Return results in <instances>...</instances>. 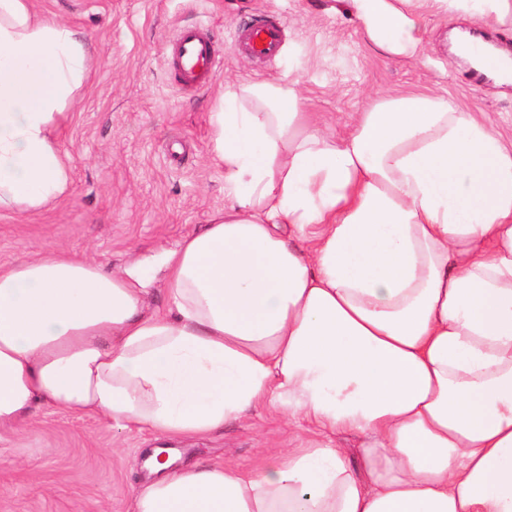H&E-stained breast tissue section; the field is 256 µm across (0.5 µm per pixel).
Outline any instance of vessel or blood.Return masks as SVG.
Returning <instances> with one entry per match:
<instances>
[{
    "mask_svg": "<svg viewBox=\"0 0 512 512\" xmlns=\"http://www.w3.org/2000/svg\"><path fill=\"white\" fill-rule=\"evenodd\" d=\"M283 30L274 21L264 20L238 30L231 50L238 55L273 58L283 46ZM171 66L184 86H203L209 83L218 69L213 40L204 26L192 25L180 29Z\"/></svg>",
    "mask_w": 512,
    "mask_h": 512,
    "instance_id": "vessel-or-blood-1",
    "label": "vessel or blood"
}]
</instances>
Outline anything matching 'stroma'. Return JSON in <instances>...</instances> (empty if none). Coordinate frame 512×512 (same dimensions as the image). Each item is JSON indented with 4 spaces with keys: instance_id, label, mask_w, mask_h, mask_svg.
<instances>
[{
    "instance_id": "obj_1",
    "label": "stroma",
    "mask_w": 512,
    "mask_h": 512,
    "mask_svg": "<svg viewBox=\"0 0 512 512\" xmlns=\"http://www.w3.org/2000/svg\"><path fill=\"white\" fill-rule=\"evenodd\" d=\"M84 38L87 83L70 108L60 142L71 183L55 206L36 214L0 210V264L61 249L112 269L135 254L174 248L203 232L223 210L224 170L211 153L209 114L225 84L298 81L312 124L337 137L382 94L431 93L476 113L512 141V83L469 84L453 44L473 18L432 12L423 58L392 60L371 48L341 0H37ZM280 22L286 46L274 61L236 56L237 29ZM204 24L223 63L200 90L179 85L166 59L177 30ZM311 431L273 411L225 424L204 439L170 447L179 464L229 460L263 465L272 450L295 448ZM156 442L100 416L38 405L17 443L0 446V512H131L147 480Z\"/></svg>"
}]
</instances>
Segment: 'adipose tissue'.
<instances>
[{
    "label": "adipose tissue",
    "mask_w": 512,
    "mask_h": 512,
    "mask_svg": "<svg viewBox=\"0 0 512 512\" xmlns=\"http://www.w3.org/2000/svg\"><path fill=\"white\" fill-rule=\"evenodd\" d=\"M346 2L403 60L428 11L512 21V0ZM89 69L35 0H0V209L68 191L59 128ZM209 125L228 204L156 257L166 312L143 261L0 265V444L39 403L159 440L272 408L325 443L252 470L150 455L132 512H512V147L431 94L381 96L336 138L276 80L226 87ZM162 272H156L155 269L149 272V276L154 278L155 284L147 289L145 294V308L148 312H163L168 305L166 288L162 284Z\"/></svg>",
    "instance_id": "1"
}]
</instances>
